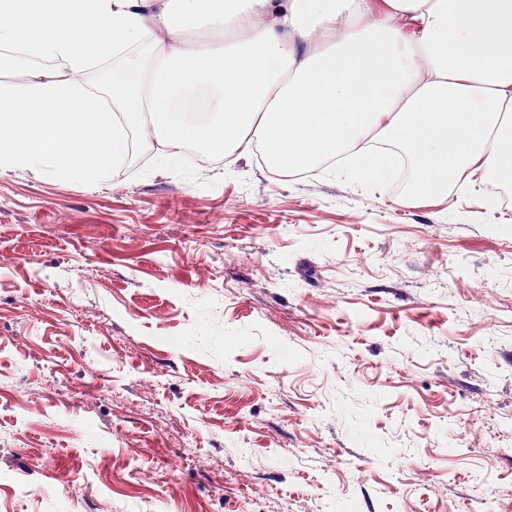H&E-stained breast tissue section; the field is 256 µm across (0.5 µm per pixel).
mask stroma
Here are the masks:
<instances>
[{
  "instance_id": "obj_1",
  "label": "stroma",
  "mask_w": 512,
  "mask_h": 512,
  "mask_svg": "<svg viewBox=\"0 0 512 512\" xmlns=\"http://www.w3.org/2000/svg\"><path fill=\"white\" fill-rule=\"evenodd\" d=\"M0 512H512V208L0 174Z\"/></svg>"
}]
</instances>
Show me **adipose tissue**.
Masks as SVG:
<instances>
[{
    "label": "adipose tissue",
    "instance_id": "ef3b65f1",
    "mask_svg": "<svg viewBox=\"0 0 512 512\" xmlns=\"http://www.w3.org/2000/svg\"><path fill=\"white\" fill-rule=\"evenodd\" d=\"M50 61L0 88V172L106 181L133 149L264 144L297 173L346 158L415 196L512 182V0H0V50ZM111 65L112 92L86 73Z\"/></svg>",
    "mask_w": 512,
    "mask_h": 512
}]
</instances>
